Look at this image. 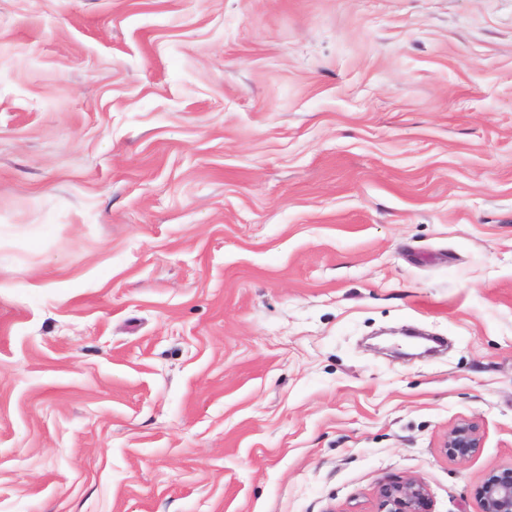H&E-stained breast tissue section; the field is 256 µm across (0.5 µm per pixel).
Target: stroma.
<instances>
[{
    "label": "stroma",
    "instance_id": "obj_1",
    "mask_svg": "<svg viewBox=\"0 0 512 512\" xmlns=\"http://www.w3.org/2000/svg\"><path fill=\"white\" fill-rule=\"evenodd\" d=\"M509 469L512 0H0V512ZM481 435L476 425L470 422H461L448 432L443 444L446 452L459 461L466 460L470 454L479 448Z\"/></svg>",
    "mask_w": 512,
    "mask_h": 512
}]
</instances>
